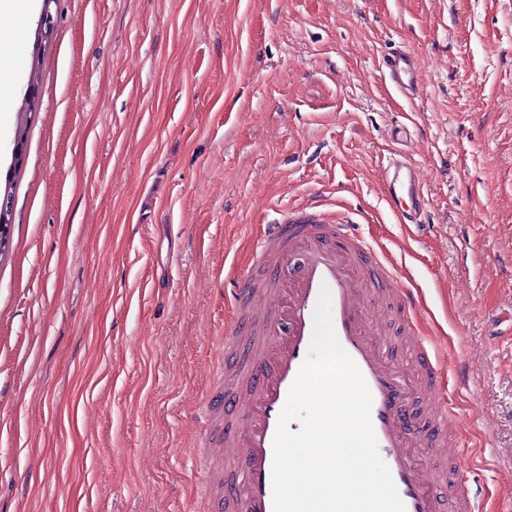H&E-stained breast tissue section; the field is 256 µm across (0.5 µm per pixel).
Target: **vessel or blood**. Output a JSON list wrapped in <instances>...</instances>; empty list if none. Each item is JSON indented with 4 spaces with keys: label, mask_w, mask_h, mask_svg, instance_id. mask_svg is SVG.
Returning <instances> with one entry per match:
<instances>
[{
    "label": "vessel or blood",
    "mask_w": 512,
    "mask_h": 512,
    "mask_svg": "<svg viewBox=\"0 0 512 512\" xmlns=\"http://www.w3.org/2000/svg\"><path fill=\"white\" fill-rule=\"evenodd\" d=\"M421 69L411 51L390 54L386 80L413 96ZM388 199L401 223L417 225L424 186L409 157L391 158L382 173ZM251 265L236 277L226 302L237 313L227 324L216 361L220 374L204 402L206 417L228 413L234 429L205 427L203 464L220 467L235 512H273V440L289 390L306 360L313 314L321 288H329L337 339L362 373L373 397L372 423L406 512H472L471 487L422 466L423 448H444L456 427L438 380L443 372L427 337L413 339L410 365L398 363L373 316L385 296H394L408 327L418 309L401 271L379 259L352 225L329 223L324 213L303 207L268 225L251 244Z\"/></svg>",
    "instance_id": "1"
}]
</instances>
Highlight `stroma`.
<instances>
[{"instance_id":"stroma-1","label":"stroma","mask_w":512,"mask_h":512,"mask_svg":"<svg viewBox=\"0 0 512 512\" xmlns=\"http://www.w3.org/2000/svg\"><path fill=\"white\" fill-rule=\"evenodd\" d=\"M51 10L53 37L30 16L0 73V512H204L191 450L224 290L310 203L402 269L471 451L448 461L477 512H512V0ZM397 49L421 60L415 98L384 79ZM395 125L418 229L383 193Z\"/></svg>"}]
</instances>
